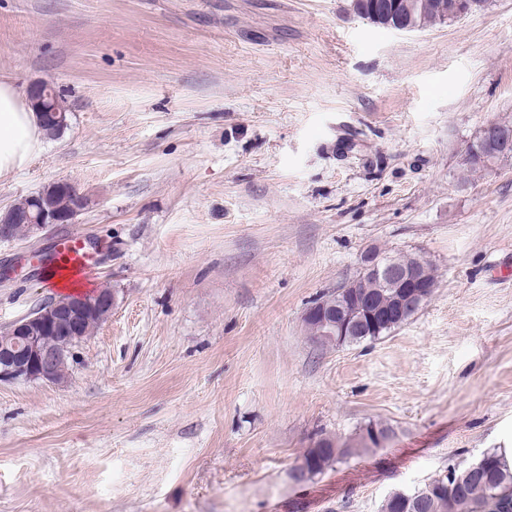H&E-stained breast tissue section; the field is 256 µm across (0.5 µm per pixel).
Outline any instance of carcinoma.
I'll return each instance as SVG.
<instances>
[{
	"mask_svg": "<svg viewBox=\"0 0 512 512\" xmlns=\"http://www.w3.org/2000/svg\"><path fill=\"white\" fill-rule=\"evenodd\" d=\"M409 7L414 18L424 21L425 25L441 23L434 0H403L399 11L405 15ZM45 207L64 216L73 214V188L67 183L51 184L26 197L13 209L23 215ZM388 438L387 429L373 427L360 434L355 443L341 447L329 437L321 438L304 453L301 464L293 469V478L297 482L310 481L340 456L358 448L377 447L380 440ZM486 456L487 466L479 473L470 472L467 466L459 464L445 468L447 478L431 480L432 490L420 499L414 497L413 490L390 493L381 505V512H512V466L495 448L487 450Z\"/></svg>",
	"mask_w": 512,
	"mask_h": 512,
	"instance_id": "1",
	"label": "carcinoma"
}]
</instances>
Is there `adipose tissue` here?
Here are the masks:
<instances>
[{
    "label": "adipose tissue",
    "instance_id": "adipose-tissue-1",
    "mask_svg": "<svg viewBox=\"0 0 512 512\" xmlns=\"http://www.w3.org/2000/svg\"><path fill=\"white\" fill-rule=\"evenodd\" d=\"M42 143L34 109L10 80L0 78V179L27 165Z\"/></svg>",
    "mask_w": 512,
    "mask_h": 512
}]
</instances>
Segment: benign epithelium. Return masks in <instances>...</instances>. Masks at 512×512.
<instances>
[{"mask_svg": "<svg viewBox=\"0 0 512 512\" xmlns=\"http://www.w3.org/2000/svg\"><path fill=\"white\" fill-rule=\"evenodd\" d=\"M479 0H440L438 10L448 24L478 10ZM357 14L370 22L383 23L400 31L421 29L414 18H399L390 0H379L373 10H364L354 2ZM474 149L465 156V162L485 170L491 167L489 158L512 148V126L491 121L478 133ZM372 284L390 288L391 306L384 310L373 308L368 292L359 285ZM433 291L427 278V261L418 257L412 266H403L396 259L369 250L361 258L356 283L342 285V296L332 310L324 305L307 310L306 317L320 319L332 327L330 335L343 344L354 331L365 332L382 325L401 322L403 313L418 312ZM115 305V295L108 288L74 293L46 311L36 310L17 320L0 334V382L43 380L57 382V370L62 360L57 340V316L67 315L79 322L89 316H108Z\"/></svg>", "mask_w": 512, "mask_h": 512, "instance_id": "7a95c632", "label": "benign epithelium"}]
</instances>
